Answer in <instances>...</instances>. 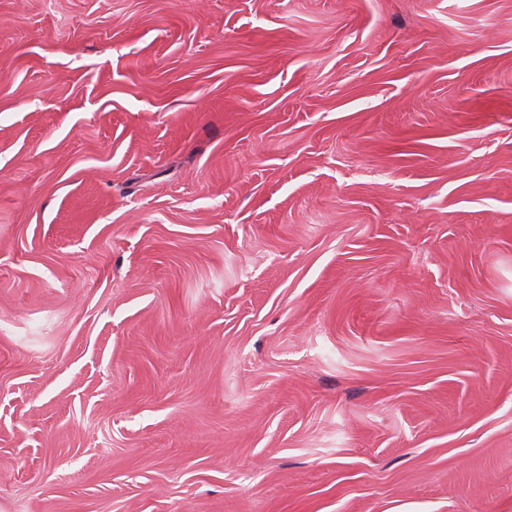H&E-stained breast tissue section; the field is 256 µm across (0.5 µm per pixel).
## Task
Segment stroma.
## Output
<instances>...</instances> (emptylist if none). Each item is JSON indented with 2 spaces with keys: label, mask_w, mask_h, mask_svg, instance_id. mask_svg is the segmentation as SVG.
<instances>
[{
  "label": "stroma",
  "mask_w": 512,
  "mask_h": 512,
  "mask_svg": "<svg viewBox=\"0 0 512 512\" xmlns=\"http://www.w3.org/2000/svg\"><path fill=\"white\" fill-rule=\"evenodd\" d=\"M0 512H512V0H0Z\"/></svg>",
  "instance_id": "35a3bbf8"
}]
</instances>
